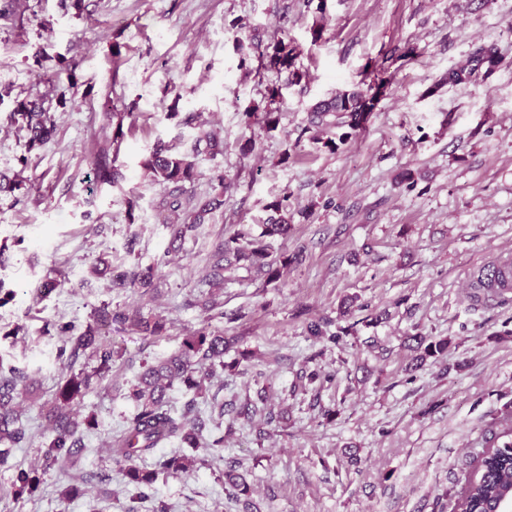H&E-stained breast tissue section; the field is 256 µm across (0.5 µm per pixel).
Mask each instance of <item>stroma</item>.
<instances>
[{"label": "stroma", "mask_w": 512, "mask_h": 512, "mask_svg": "<svg viewBox=\"0 0 512 512\" xmlns=\"http://www.w3.org/2000/svg\"><path fill=\"white\" fill-rule=\"evenodd\" d=\"M280 39L298 47L308 83L253 74L254 45ZM481 45L497 48L499 64L445 84ZM382 64L392 83L360 135L333 151L304 135L311 105ZM272 83L284 88L280 123L249 132L243 113ZM35 100L56 133L32 149L14 109ZM113 112L123 123L107 121ZM192 112L224 152L197 157L199 176L174 213L140 163L159 139L190 147ZM103 151L118 155L117 187L90 185ZM217 169L229 184L223 208L172 242L170 225L211 194ZM0 178L24 184L0 193V288L11 294L0 305V360L36 373L42 399L71 371L54 324L84 330L107 304L166 327L146 340L112 324V371L79 406L95 419L86 482L45 464L47 424L24 409L29 438L0 466V512H88L102 494L110 512H125L128 486L106 445L135 410L129 390L206 323L240 342L224 356L236 370H216L197 409L239 407L262 390L280 419L261 436L221 418L233 427L222 459L198 449L193 470L156 484L152 503L169 512H242L224 493L230 461L261 512L449 510L485 426L512 406V292L487 301L470 288L498 256L512 257V0H326L322 14L314 0H14L0 16ZM285 194L295 214L274 251L301 248L305 260L271 283L225 271L220 314L206 319L193 302L216 245L259 231L266 205ZM147 268L148 285L112 284L113 272ZM49 278L61 286L46 293ZM322 318L349 328L343 347L310 337L308 323ZM417 333L447 339L448 352L410 373L404 341ZM316 368L335 373L331 388L308 386ZM20 468L37 470L40 486L17 503Z\"/></svg>", "instance_id": "35a3bbf8"}]
</instances>
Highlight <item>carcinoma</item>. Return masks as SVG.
<instances>
[{
	"mask_svg": "<svg viewBox=\"0 0 512 512\" xmlns=\"http://www.w3.org/2000/svg\"><path fill=\"white\" fill-rule=\"evenodd\" d=\"M297 48L290 42L279 40L272 45V51L258 52V69L273 70L287 74L285 85H299L308 80V74L295 65ZM497 64L494 48L484 47L482 53L473 54L460 67L448 71L446 82L457 85L467 83L478 69H491ZM387 81L381 75L366 83L360 82L354 89L344 91L316 104L311 110L310 126L326 135L323 147L336 149V142H344L366 128L368 114L374 109V93L386 88ZM284 104L282 86L268 87L263 105H253L244 112L246 127L259 125L260 129L275 130L281 119ZM26 121L29 132L28 148L32 149L50 141L55 131L54 116L35 102H21L16 109ZM213 155L223 151V145L216 135L198 124V133L188 149L175 143L157 140L142 166L151 181L159 185H180L193 181L197 176L195 157L201 151ZM123 179L120 170L107 162L96 166L95 180L100 185L115 186ZM212 181L216 192L203 204L191 212L188 224H172L173 240L185 236L196 225L204 222L205 216L224 206V173L214 171ZM267 222L261 225L257 235L235 232L220 242L212 254L211 277L215 281L224 279V262L241 261L254 267L266 276L267 281L279 280L288 266L302 261L303 251L291 256H275L272 240L285 237L291 228L293 216L288 214V196L284 195L269 203ZM152 277L151 269L141 273L119 275L114 285L125 286L141 283L147 285ZM118 322L130 323L142 336L159 337L165 324L159 319H149L138 313L129 315L121 311H111L105 305L99 308L95 324H90L82 332L64 323L58 326V335L65 337L59 349L58 358L67 365H74L80 358L88 357L96 361L92 371L70 373L62 380L50 401L40 405V412L49 422V433L43 442V456L51 464H60L75 471H81L79 449L85 447V430L92 427L94 418L78 421L71 417L74 407L109 375L112 370L114 350L105 341L102 329ZM328 321H312L307 329L311 336L336 347L344 344L349 329L338 328L327 333ZM416 349L420 350L417 362L423 365L437 359L448 351V340L430 336H414ZM232 342L222 333H214L203 327L184 337L178 349L167 359L156 365H147L133 385L130 397L137 403V412L127 420L123 428L112 437L109 453L116 470L135 488L126 512H141L142 504L151 498L152 486L159 475L177 477L191 470L195 457L182 452L184 448L194 450L204 446L214 453L224 451V436L205 439L204 430L211 419L200 413L189 417L176 415L170 405L169 391L179 383L195 394L203 391L204 383L215 372V367L233 370L239 365L235 360L224 362V354ZM35 379L26 371L6 366L0 360V461L6 460L11 450L20 447L27 439V428L17 409V401L31 396L30 388ZM236 417L246 421L260 418L266 425L273 423L277 415L267 404L266 395L257 394V400L249 401L236 411ZM179 443L181 450L169 457H163L149 470L138 465L155 455L165 443ZM40 484L33 470L19 471L12 483V497L19 501L32 496ZM224 490L228 498L236 503L244 502L245 508L253 507L249 502L251 488L245 478L229 467L224 471ZM512 496V417L496 418L484 430V450L473 462L466 486L455 500L454 512H494L503 499Z\"/></svg>",
	"mask_w": 512,
	"mask_h": 512,
	"instance_id": "carcinoma-1",
	"label": "carcinoma"
}]
</instances>
